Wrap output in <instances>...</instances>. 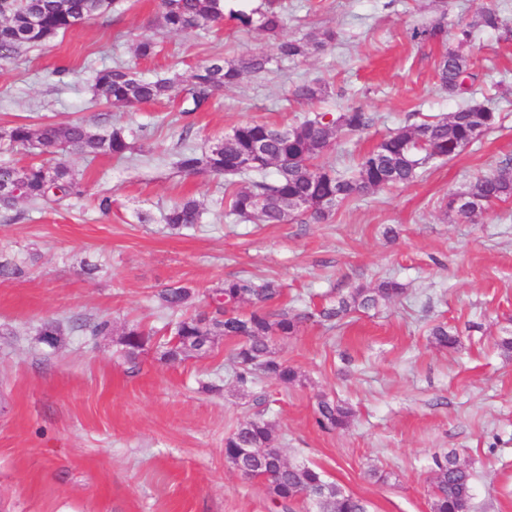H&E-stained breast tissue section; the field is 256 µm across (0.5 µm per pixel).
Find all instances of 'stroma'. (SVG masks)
<instances>
[{
  "label": "stroma",
  "mask_w": 512,
  "mask_h": 512,
  "mask_svg": "<svg viewBox=\"0 0 512 512\" xmlns=\"http://www.w3.org/2000/svg\"><path fill=\"white\" fill-rule=\"evenodd\" d=\"M160 3L115 0L81 27L0 59V128L79 118L147 134L143 150L120 161L66 153L81 197L0 211V260L24 266L21 277L0 279V512H276L264 483L224 458L225 437L252 417L273 424L286 461L319 467L369 512H430L433 458L452 450L471 467L472 512H512V353L500 346L512 337V198L472 223L445 211L452 193L512 162V41L483 30L469 47L474 98L495 108L493 128L455 158L429 160L412 184L343 203L326 223L239 220L221 203L223 178L171 166L177 152L208 150L242 122L289 127L358 106L371 126L339 135L323 158L348 170L389 132L461 106L438 86L440 57L483 6L512 21V0H275L284 37L336 32L331 47L297 60L230 22L163 32ZM438 22L436 38L412 39L414 28ZM148 37L158 54L137 57ZM252 53L270 57L268 71L216 92L188 118L177 88L134 108L92 89L105 65L155 79ZM307 81L327 87L310 105L292 96ZM102 193L112 196L106 215L96 206ZM185 196L202 203L203 221L170 229L161 213ZM87 260L101 266L91 278ZM235 277L276 281L279 308L311 313L297 335L273 341L298 369L295 385L262 377L241 389L224 338L177 365L151 346L125 361L124 331L169 321L163 288H193L191 307L203 310ZM387 277L404 285L403 298L317 318L330 297ZM50 319L64 326L54 346L40 336ZM103 319L111 334L90 335ZM440 323L459 331L457 350L432 344ZM322 396L351 410L347 427L316 425Z\"/></svg>",
  "instance_id": "1"
}]
</instances>
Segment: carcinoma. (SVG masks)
Returning <instances> with one entry per match:
<instances>
[{
	"label": "carcinoma",
	"mask_w": 512,
	"mask_h": 512,
	"mask_svg": "<svg viewBox=\"0 0 512 512\" xmlns=\"http://www.w3.org/2000/svg\"><path fill=\"white\" fill-rule=\"evenodd\" d=\"M112 0H0V58L16 49L45 43L60 33L78 28L96 14L107 11ZM229 18L240 28L255 30L277 42L282 58L298 59L325 49L336 40L332 30L314 31L299 39H283L285 22L272 7L250 13L231 11ZM224 22V0H162L160 25L168 33H185ZM490 29L512 38V28L496 13L484 10L468 24L457 28V46L444 53L438 63V85L449 97L467 93V81L475 79L465 48L477 30ZM270 59L252 54L234 61L222 58L202 65L189 75L182 88L183 114L188 116L206 107L214 93L240 84L249 74L267 70ZM180 77L148 80L130 67L115 65L95 71L93 89L108 103L136 106L157 101L174 88ZM293 95L313 102L322 88L302 83ZM496 112L483 102L471 100L448 115L411 124L384 137L371 149L359 154L349 172H338L319 160L335 146L340 134H358L372 122L360 107L352 106L334 117L318 113L315 117L286 130L256 121L235 126L222 141L198 153L182 151L175 165L186 174L201 172L227 179L224 206L241 219L255 218L263 224H285L296 219L321 223L344 202L372 190L407 185L414 181L426 161L438 157L451 159L496 123ZM0 139L23 148L34 146L41 154L58 156L70 148L96 158L110 155L125 158L134 146L122 127L103 131L90 128L81 119L66 125L16 123L0 131ZM255 158V164L240 168L239 159ZM273 168L269 179L265 172ZM257 173L260 178L246 185L234 177ZM7 187L0 191V208L8 211L23 198L33 203L57 202L79 197L83 185L65 163L29 164L20 169L0 171ZM512 197V166L479 175L467 189L452 195L446 207L465 221H472L497 201ZM203 209L193 197L175 203L161 219L174 229L189 227L202 220ZM406 293L398 281L387 278L375 287L358 286L324 306L319 316L325 321L341 320L356 311H368L394 301ZM218 303L212 312L184 316L171 327V336L154 340L155 333L132 327L124 333L125 357L136 360L149 343H154L160 359L180 363L192 353L206 352L214 337L235 341L230 359L236 383L247 388L257 373L285 386L299 380L297 369L279 359L272 351L276 336H293L300 331L304 316L291 314L270 305L281 296V288L272 281L257 283L248 278L224 281L218 289ZM193 289L170 285L161 290L162 306L177 313L193 297ZM433 343L454 349L458 333L440 323L430 332ZM351 411L325 398L317 403L315 422L324 430L347 426ZM224 457L235 470L248 471L262 479L278 507L290 512L303 502L309 512H368L362 499L329 482L314 466L284 461L275 445L272 425L261 418L247 419L224 438ZM431 512H471L472 472L458 463L457 453L448 452L434 459Z\"/></svg>",
	"instance_id": "1"
}]
</instances>
